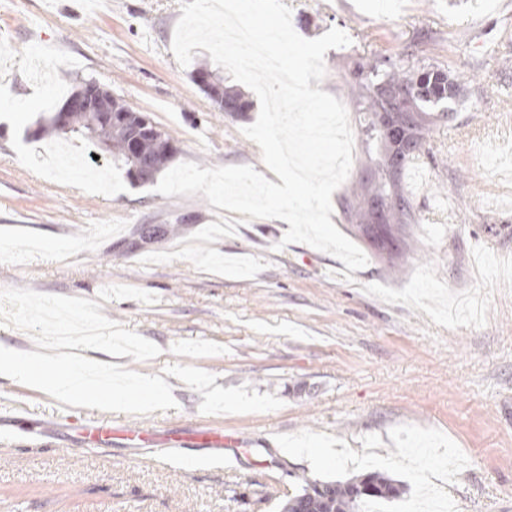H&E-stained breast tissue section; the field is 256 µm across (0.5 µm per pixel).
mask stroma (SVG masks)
<instances>
[{
	"label": "stroma",
	"instance_id": "stroma-1",
	"mask_svg": "<svg viewBox=\"0 0 512 512\" xmlns=\"http://www.w3.org/2000/svg\"><path fill=\"white\" fill-rule=\"evenodd\" d=\"M283 2L303 38L349 35L326 52L320 84L339 100L366 41L421 51L467 87L420 163L426 185L403 176L418 221L396 264L344 219V196L367 175L359 141L331 216L368 259L358 271L282 245L279 219L196 241L235 212L131 183L76 138L77 169L48 168L57 139L37 123L92 80L170 136L174 164L277 179L242 133L259 114L254 92L244 115L217 111L178 65L180 0H0V347L40 353L62 325L98 323L126 349L72 335L73 357L166 385L146 411L113 420L145 415L177 437L214 428L244 444L191 443L164 460L157 448L48 443L33 431L65 397L0 376V402H21L26 420L0 449V512H277L298 476L371 471L406 487L386 512L428 497L512 512V0Z\"/></svg>",
	"mask_w": 512,
	"mask_h": 512
}]
</instances>
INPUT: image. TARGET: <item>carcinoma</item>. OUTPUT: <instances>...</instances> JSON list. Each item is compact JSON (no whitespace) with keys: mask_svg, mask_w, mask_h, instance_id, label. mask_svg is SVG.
I'll return each instance as SVG.
<instances>
[{"mask_svg":"<svg viewBox=\"0 0 512 512\" xmlns=\"http://www.w3.org/2000/svg\"><path fill=\"white\" fill-rule=\"evenodd\" d=\"M192 79L202 83L201 89L220 112L242 113L249 109L243 95L224 85V76L206 64L192 71ZM350 102L359 115V133L365 148L369 177L361 188L344 198L343 212L357 233L370 238L371 216L386 208V226L398 252L408 246L399 237L402 227L416 222L412 200L402 186L405 169L426 151L437 114L453 112L463 95L461 85L448 72L433 64L418 65L409 54L397 56L373 53L357 62L346 78ZM108 106L126 120L112 124L110 135L112 162L125 169L134 183L153 182L163 172L175 147H166L153 133L137 130L141 113L99 90ZM401 115L406 140L392 147L381 127L384 114ZM100 112H78L72 119L70 132L91 139V129L98 125ZM147 164L151 177L144 180L138 166ZM300 488L292 497L277 504L278 512H362L367 501H391L402 495V487L381 472H371L346 481H319L305 475L299 477Z\"/></svg>","mask_w":512,"mask_h":512,"instance_id":"cac0c4a2","label":"carcinoma"}]
</instances>
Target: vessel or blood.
Masks as SVG:
<instances>
[{
  "mask_svg": "<svg viewBox=\"0 0 512 512\" xmlns=\"http://www.w3.org/2000/svg\"><path fill=\"white\" fill-rule=\"evenodd\" d=\"M72 432L74 439L89 448H108L115 442L125 445L164 446L168 437L159 435L156 427L109 424L79 409L71 410L60 417Z\"/></svg>",
  "mask_w": 512,
  "mask_h": 512,
  "instance_id": "1",
  "label": "vessel or blood"
}]
</instances>
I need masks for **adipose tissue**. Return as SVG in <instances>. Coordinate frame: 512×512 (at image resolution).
<instances>
[{"label":"adipose tissue","instance_id":"obj_1","mask_svg":"<svg viewBox=\"0 0 512 512\" xmlns=\"http://www.w3.org/2000/svg\"><path fill=\"white\" fill-rule=\"evenodd\" d=\"M0 373L35 388L48 387L67 396H90L117 407L127 406V386L90 366H77L50 352L24 355L0 349Z\"/></svg>","mask_w":512,"mask_h":512}]
</instances>
